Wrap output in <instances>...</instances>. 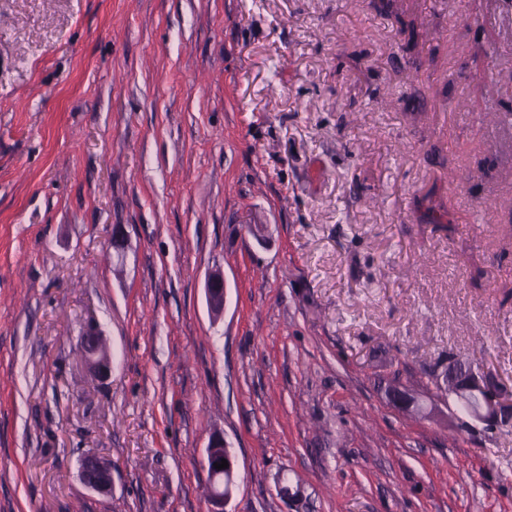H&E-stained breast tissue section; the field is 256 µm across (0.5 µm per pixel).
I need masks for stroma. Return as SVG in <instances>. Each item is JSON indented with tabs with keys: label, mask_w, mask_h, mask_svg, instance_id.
I'll return each mask as SVG.
<instances>
[{
	"label": "stroma",
	"mask_w": 512,
	"mask_h": 512,
	"mask_svg": "<svg viewBox=\"0 0 512 512\" xmlns=\"http://www.w3.org/2000/svg\"><path fill=\"white\" fill-rule=\"evenodd\" d=\"M379 2L0 0V512H512V0ZM205 296L208 307L214 317L224 312V276L221 271L209 274L205 285ZM102 335L99 325L89 321L82 331L81 348L86 367L95 377L106 381L111 376L112 359ZM437 375L441 386L450 381L452 391L449 395L455 396L458 403H472L468 411L471 418L495 427L511 425L512 399L505 400L480 372H476L458 359H450L448 367ZM461 406L467 411L464 405ZM224 437L213 436L205 449L204 456L201 463L204 469L207 470L209 482L211 485V504L209 512H224V504L231 497L232 487L234 485L235 475V459L225 448L224 453ZM225 459L228 462V467L223 469H216L214 463L221 464V460ZM224 478L225 485L227 483L228 491L224 493ZM80 477L87 489L107 495L112 491V465L106 459L95 455H86L80 463Z\"/></svg>",
	"instance_id": "obj_1"
}]
</instances>
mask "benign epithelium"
Segmentation results:
<instances>
[{
  "instance_id": "obj_1",
  "label": "benign epithelium",
  "mask_w": 512,
  "mask_h": 512,
  "mask_svg": "<svg viewBox=\"0 0 512 512\" xmlns=\"http://www.w3.org/2000/svg\"><path fill=\"white\" fill-rule=\"evenodd\" d=\"M208 307L214 317L224 312V276L220 271L209 274L205 285ZM81 348L86 367L102 381L110 378L112 359L107 350L102 330L94 322H88L82 331ZM451 383V395L458 403L470 402L468 415L476 421L495 427L512 425V399H504L501 393L489 383L481 373L475 371L458 359L448 360V367L439 373V383ZM227 460L228 467L215 468L221 460ZM207 470L211 485V507L209 512H224V504L231 493L224 492V487H233L235 459L231 453L224 451V437H212L201 460ZM80 477L87 489L107 495L112 492V465L106 459L89 454L80 463Z\"/></svg>"
}]
</instances>
